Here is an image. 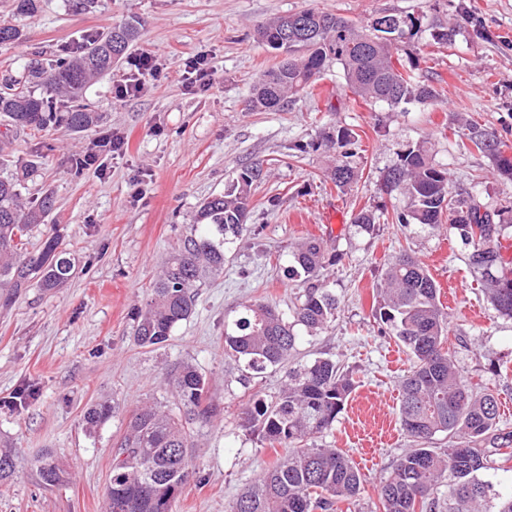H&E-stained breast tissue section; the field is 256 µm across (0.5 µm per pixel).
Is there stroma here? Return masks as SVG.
<instances>
[{
  "mask_svg": "<svg viewBox=\"0 0 512 512\" xmlns=\"http://www.w3.org/2000/svg\"><path fill=\"white\" fill-rule=\"evenodd\" d=\"M305 9L353 21L384 11L424 16L399 55L429 78L440 100L354 102L342 70L331 65L311 95L287 111H247L259 76L279 59L256 39V25ZM0 23L24 34L21 44L0 47V75L21 74L35 51L78 55L87 36L115 25L139 30L128 59L85 91V103L101 115L95 126L23 134L0 121V178L24 175L28 205L54 197L43 225L29 234L28 250H39L48 229H56L75 267L63 287L29 288L0 306V450L14 460L11 481L0 486V512H106L113 446L136 406H175L168 377L181 362L208 379L220 415L195 430L200 472L173 512H226L279 455L241 428V408L254 396L275 395L288 370L241 381L240 364L224 352V320L256 298L287 310L299 295L285 272L290 248L323 238L328 223L341 259L325 276L341 304L326 330L306 338L297 360L331 357L354 372V392L317 439L348 453L366 480L360 496L342 503L343 512H378L377 487L410 445L397 413L399 380L411 358L373 316L380 275L399 249L417 251L435 280L448 313L449 352L469 382L496 393L499 427L512 434V318L487 301L456 230L399 224L407 201L382 188L398 154L426 142L454 189L510 220L501 252L512 262V177L499 174L464 137L466 122L479 123L512 156V0H96L85 11L70 0H40L30 17L16 15L13 0H0ZM436 25L455 29L451 43L433 40ZM144 50L164 64L163 75L117 99L115 83ZM197 58L213 83L191 90L182 65ZM345 98L348 110L335 111ZM339 126L358 136L351 159L358 180L343 192L325 176L335 154L319 146ZM107 135L121 137L123 146L103 156V173L76 168L75 157ZM256 163L264 177L254 186L245 229L224 245L223 275L200 286L193 314L168 342L139 346L134 312L147 302L161 263L189 232L201 203ZM363 209L377 217L373 233L353 223ZM97 400L110 401L114 412L90 431L83 413ZM46 452L66 471L60 485L38 477L35 461Z\"/></svg>",
  "mask_w": 512,
  "mask_h": 512,
  "instance_id": "1",
  "label": "stroma"
}]
</instances>
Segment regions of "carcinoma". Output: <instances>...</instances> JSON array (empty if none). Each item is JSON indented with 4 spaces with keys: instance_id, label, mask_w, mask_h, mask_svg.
Returning a JSON list of instances; mask_svg holds the SVG:
<instances>
[{
    "instance_id": "1",
    "label": "carcinoma",
    "mask_w": 512,
    "mask_h": 512,
    "mask_svg": "<svg viewBox=\"0 0 512 512\" xmlns=\"http://www.w3.org/2000/svg\"><path fill=\"white\" fill-rule=\"evenodd\" d=\"M396 30L378 27L377 18L357 25L335 13L304 10L256 25L259 40L286 58L265 70L247 102V111H284L294 96L307 92L329 64L338 65L353 96L365 102L396 106L415 100L435 102L439 92L411 66L402 71L399 44L421 29L422 18L398 16ZM138 38L135 27L115 26L91 36L78 57L30 59L28 79L0 81V115L17 132L46 131L63 125L81 132L99 115L82 103L83 91L95 76L111 70ZM71 100L65 112L53 111V96ZM467 140L489 155L498 171L512 176V157L500 150L497 136L478 123L467 126ZM355 135L340 127L326 136L324 147L348 154ZM262 167L241 171L236 185L207 199L190 233L165 260L151 288L145 309L136 313L135 340L140 346H161L173 329L195 310L198 288L224 273V243L244 228L251 188ZM330 180L343 191L356 179L353 167L336 164ZM20 183L0 179V304L10 305L24 289L62 287L74 270L59 236L47 237L35 253L23 249L22 238L52 210V195L27 208ZM387 191L408 200L398 223L434 229L448 219L467 246V260L487 284L494 309L512 318V270H505L500 252L504 229L501 214L481 207L466 192L455 191L448 170L435 162L427 147L416 144L398 154L384 177ZM326 249L308 239L291 251L288 279L302 289L286 315L264 299L242 305L224 320V353L244 363L253 375L293 359L303 335L310 337L336 319L340 298L322 279ZM374 317L388 335L412 356L402 379L399 423L414 446L397 459L377 488L379 512H512V492L503 494L479 476L488 453L512 446L499 433V407L489 392L471 389L455 365L445 342L448 313L438 288L421 260L403 249L382 272L376 288ZM305 334H300V331ZM178 411L157 406L136 409L123 437L115 443L112 477L106 490V512H172L187 481L197 474L195 439L188 425L206 426L220 413L209 395L206 377L189 363L171 371ZM355 388L352 373L329 357L288 369V383L271 399L257 397L240 413L241 425L284 453L262 469L230 503L227 512H335L337 505L359 495L365 479L348 455L325 445H308L331 429ZM113 413L110 402L84 412L94 429ZM442 436L448 447L427 446ZM492 449H487L486 445ZM41 482L60 484L65 470L52 456L35 463Z\"/></svg>"
}]
</instances>
